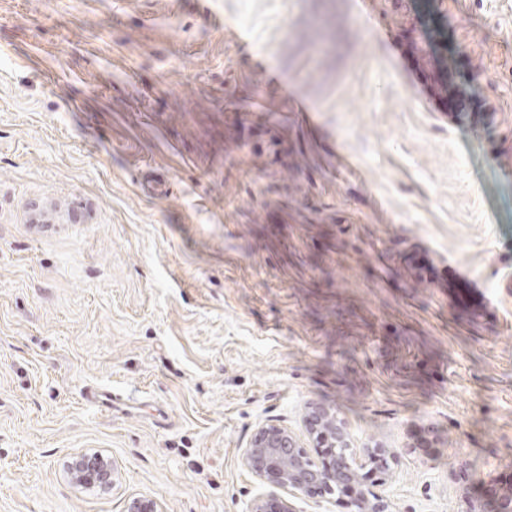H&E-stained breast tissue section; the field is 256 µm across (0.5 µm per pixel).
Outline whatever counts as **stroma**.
<instances>
[{
	"label": "stroma",
	"instance_id": "1",
	"mask_svg": "<svg viewBox=\"0 0 512 512\" xmlns=\"http://www.w3.org/2000/svg\"><path fill=\"white\" fill-rule=\"evenodd\" d=\"M312 403L392 512L512 479V0H0V512H248ZM73 469L82 484L98 487L102 490L113 486L119 476L118 468L114 462L111 463L100 454L79 455Z\"/></svg>",
	"mask_w": 512,
	"mask_h": 512
}]
</instances>
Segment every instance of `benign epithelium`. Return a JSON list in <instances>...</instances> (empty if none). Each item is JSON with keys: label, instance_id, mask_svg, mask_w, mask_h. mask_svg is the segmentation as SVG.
Segmentation results:
<instances>
[{"label": "benign epithelium", "instance_id": "7a95c632", "mask_svg": "<svg viewBox=\"0 0 512 512\" xmlns=\"http://www.w3.org/2000/svg\"><path fill=\"white\" fill-rule=\"evenodd\" d=\"M314 448H346L353 456H343L339 465L313 467L312 453L290 428L267 421L258 426L241 452L243 466L260 482L272 487L254 499L249 512H298L293 500L312 491L332 492L336 487L350 494L349 512H389L387 497L374 493L359 469L383 477L392 474L393 453L387 448L366 445L352 448L349 430L329 407L314 405L304 416ZM81 483L103 490L115 484L119 471L100 454L77 457L73 466ZM463 512H512V483L501 485L490 508L462 498Z\"/></svg>", "mask_w": 512, "mask_h": 512}]
</instances>
